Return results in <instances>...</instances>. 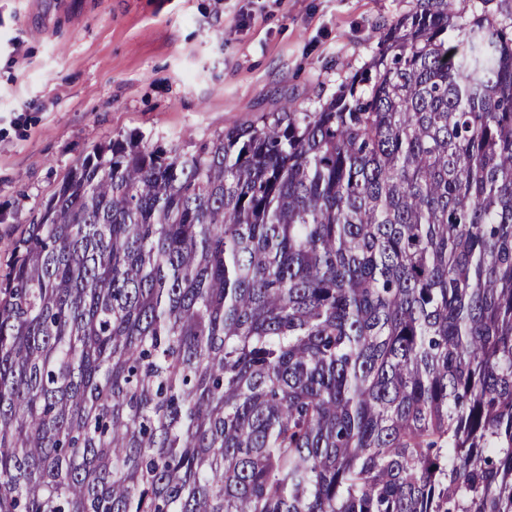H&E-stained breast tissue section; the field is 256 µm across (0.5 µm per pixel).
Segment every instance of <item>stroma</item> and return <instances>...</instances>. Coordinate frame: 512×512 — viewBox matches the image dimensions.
I'll return each instance as SVG.
<instances>
[{
	"instance_id": "stroma-1",
	"label": "stroma",
	"mask_w": 512,
	"mask_h": 512,
	"mask_svg": "<svg viewBox=\"0 0 512 512\" xmlns=\"http://www.w3.org/2000/svg\"><path fill=\"white\" fill-rule=\"evenodd\" d=\"M415 0H0V278L74 166L313 112Z\"/></svg>"
}]
</instances>
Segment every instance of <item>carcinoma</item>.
<instances>
[{
  "mask_svg": "<svg viewBox=\"0 0 512 512\" xmlns=\"http://www.w3.org/2000/svg\"><path fill=\"white\" fill-rule=\"evenodd\" d=\"M463 10L75 166L0 282V512H512V17Z\"/></svg>",
  "mask_w": 512,
  "mask_h": 512,
  "instance_id": "obj_1",
  "label": "carcinoma"
}]
</instances>
